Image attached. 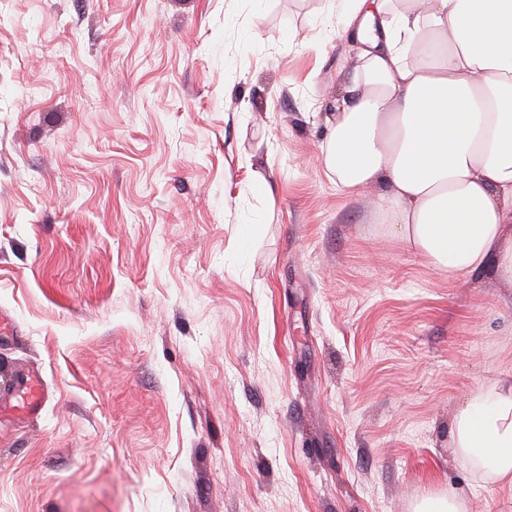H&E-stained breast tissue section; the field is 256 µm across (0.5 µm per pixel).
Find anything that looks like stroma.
<instances>
[{
	"instance_id": "1",
	"label": "stroma",
	"mask_w": 512,
	"mask_h": 512,
	"mask_svg": "<svg viewBox=\"0 0 512 512\" xmlns=\"http://www.w3.org/2000/svg\"><path fill=\"white\" fill-rule=\"evenodd\" d=\"M337 26L327 0H0V367L50 390L0 512H512L452 450L512 378V282L449 280L321 167ZM415 512H466L463 499L455 495H448V498H430L423 500Z\"/></svg>"
}]
</instances>
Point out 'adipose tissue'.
Here are the masks:
<instances>
[{
  "label": "adipose tissue",
  "instance_id": "obj_1",
  "mask_svg": "<svg viewBox=\"0 0 512 512\" xmlns=\"http://www.w3.org/2000/svg\"><path fill=\"white\" fill-rule=\"evenodd\" d=\"M360 45L321 161L449 279L512 281V0H340ZM452 446L512 485V381L472 395Z\"/></svg>",
  "mask_w": 512,
  "mask_h": 512
}]
</instances>
